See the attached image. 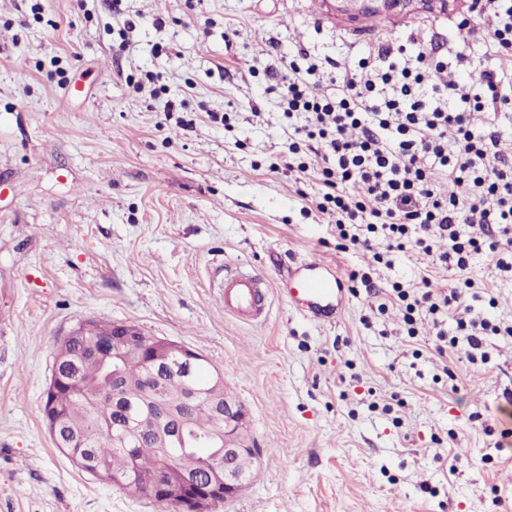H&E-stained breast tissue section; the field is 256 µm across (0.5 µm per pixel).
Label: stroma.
<instances>
[{
    "label": "stroma",
    "instance_id": "1",
    "mask_svg": "<svg viewBox=\"0 0 512 512\" xmlns=\"http://www.w3.org/2000/svg\"><path fill=\"white\" fill-rule=\"evenodd\" d=\"M468 5L376 28L327 0H0V512H162L43 418L86 319L198 351L244 404L257 468L211 512H512V339L443 359L361 287L327 321L272 293L256 324L217 288L228 263L276 284L364 260L316 207L321 157L275 167L292 128L266 67L299 45L344 67L390 38L450 56ZM471 275L512 321V281L480 258Z\"/></svg>",
    "mask_w": 512,
    "mask_h": 512
}]
</instances>
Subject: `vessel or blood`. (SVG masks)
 Returning <instances> with one entry per match:
<instances>
[{
    "mask_svg": "<svg viewBox=\"0 0 512 512\" xmlns=\"http://www.w3.org/2000/svg\"><path fill=\"white\" fill-rule=\"evenodd\" d=\"M270 288L260 275L226 267L220 289L225 312L244 323L255 321L268 307ZM280 291L296 311L319 319L331 316L333 308L341 306L344 282L329 264L308 260L281 278Z\"/></svg>",
    "mask_w": 512,
    "mask_h": 512,
    "instance_id": "vessel-or-blood-1",
    "label": "vessel or blood"
}]
</instances>
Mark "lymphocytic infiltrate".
Segmentation results:
<instances>
[{
  "mask_svg": "<svg viewBox=\"0 0 512 512\" xmlns=\"http://www.w3.org/2000/svg\"><path fill=\"white\" fill-rule=\"evenodd\" d=\"M473 10L485 25L484 58L511 54L512 0H473ZM472 52L463 19L451 59L432 47L411 52L390 42L377 57L336 73L299 47L266 73L288 113L305 117L280 165L306 172L298 160L303 148L315 142L326 149L317 208L334 218L337 240L365 256L364 269L351 271L349 280L372 288L369 271L388 251L422 256L430 270L456 268L454 288L441 287L429 271L392 284L378 309L399 306L411 337L419 321L432 323L439 354L463 342L474 363L487 336L512 337L511 323L493 322L471 304L475 283L468 275L482 256L512 278V160L498 150L502 121L512 117V77L488 65L479 84L455 80L453 68L467 66ZM325 80L331 92L311 95L310 83ZM476 112L486 116L483 127L471 123ZM379 239L385 251L374 249ZM442 240L447 250L436 251Z\"/></svg>",
  "mask_w": 512,
  "mask_h": 512,
  "instance_id": "obj_1",
  "label": "lymphocytic infiltrate"
}]
</instances>
